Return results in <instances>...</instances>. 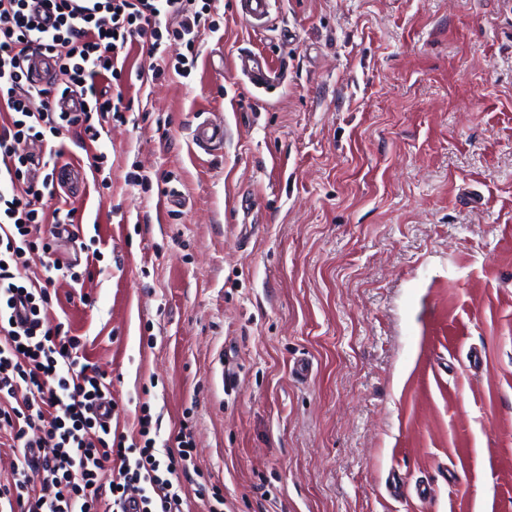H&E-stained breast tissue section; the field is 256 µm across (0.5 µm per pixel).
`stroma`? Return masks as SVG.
<instances>
[{
    "label": "stroma",
    "mask_w": 512,
    "mask_h": 512,
    "mask_svg": "<svg viewBox=\"0 0 512 512\" xmlns=\"http://www.w3.org/2000/svg\"><path fill=\"white\" fill-rule=\"evenodd\" d=\"M217 21L187 77L133 42L123 121L59 139L107 183L41 202L76 209L58 256L95 300L59 281L50 319L111 378L120 432L189 422V512L201 484L224 512H512V0ZM206 117L221 155L192 142ZM236 69L240 70L256 88H260L273 78V70L266 58L260 54L240 56L236 62Z\"/></svg>",
    "instance_id": "1"
}]
</instances>
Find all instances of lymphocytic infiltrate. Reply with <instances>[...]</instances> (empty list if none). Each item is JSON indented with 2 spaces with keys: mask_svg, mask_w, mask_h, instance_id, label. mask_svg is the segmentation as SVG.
<instances>
[{
  "mask_svg": "<svg viewBox=\"0 0 512 512\" xmlns=\"http://www.w3.org/2000/svg\"><path fill=\"white\" fill-rule=\"evenodd\" d=\"M217 0H0V435L19 445L11 482L0 484V512H183L181 477L193 464V435L181 425L157 449L149 415L127 441L99 419L112 397L103 371L82 361L84 344L51 323V286L76 279L57 256L59 228L42 232L38 203L52 174L33 147L46 136L122 120L121 107L98 88L121 80L128 42L179 44L174 71L189 75L200 29L217 31ZM52 58L54 77L34 85L25 60ZM79 96L81 112L57 101ZM39 261L44 278L23 282Z\"/></svg>",
  "mask_w": 512,
  "mask_h": 512,
  "instance_id": "lymphocytic-infiltrate-1",
  "label": "lymphocytic infiltrate"
}]
</instances>
